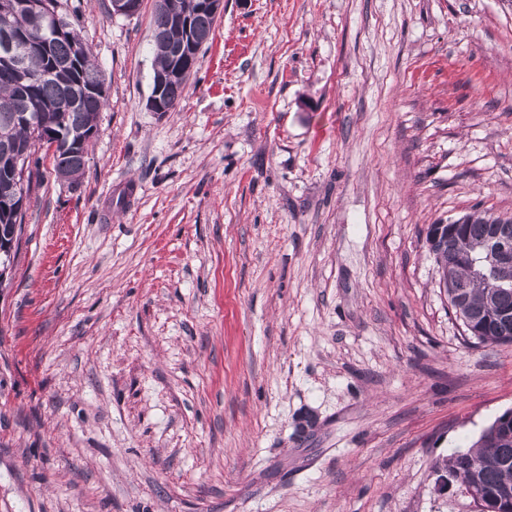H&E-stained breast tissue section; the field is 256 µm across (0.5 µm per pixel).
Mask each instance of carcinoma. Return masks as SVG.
Returning a JSON list of instances; mask_svg holds the SVG:
<instances>
[{
    "label": "carcinoma",
    "mask_w": 512,
    "mask_h": 512,
    "mask_svg": "<svg viewBox=\"0 0 512 512\" xmlns=\"http://www.w3.org/2000/svg\"><path fill=\"white\" fill-rule=\"evenodd\" d=\"M25 0H0V18L26 34L29 41L21 48L27 57L29 81L17 84L0 69V240L23 234L30 199L42 184L39 159L42 148L52 151L53 172L71 186L84 174L88 147H74L66 140H54L62 132L77 138L97 128V119L106 99L94 95V88L105 80L104 71L82 41L80 33L67 21L46 30L41 17L23 6ZM204 0H157L153 14L154 71L174 64L193 72L198 52L188 53L172 42L178 19L190 21V34L202 47L213 34L217 17L202 8ZM186 86L172 84L160 95L161 103L177 106ZM28 149L27 195L15 182L12 154ZM471 222L461 227L458 241L440 252L437 260L440 279L446 267L468 286L467 305L462 316L465 331L479 344H512V290L500 296V308L491 310L484 302V289L491 274L478 269L474 261L487 259L481 252L497 236L512 239V218L474 212ZM443 468L457 470L465 481H475L487 496L504 488L512 489V420L495 418L478 439L464 450L448 455Z\"/></svg>",
    "instance_id": "carcinoma-1"
}]
</instances>
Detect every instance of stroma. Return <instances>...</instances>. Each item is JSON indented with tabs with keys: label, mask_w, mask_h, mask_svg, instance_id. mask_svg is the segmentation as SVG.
Masks as SVG:
<instances>
[{
	"label": "stroma",
	"mask_w": 512,
	"mask_h": 512,
	"mask_svg": "<svg viewBox=\"0 0 512 512\" xmlns=\"http://www.w3.org/2000/svg\"><path fill=\"white\" fill-rule=\"evenodd\" d=\"M0 290V512H477L437 466L512 409L430 225L512 216V0H224L171 112L151 17Z\"/></svg>",
	"instance_id": "1"
}]
</instances>
